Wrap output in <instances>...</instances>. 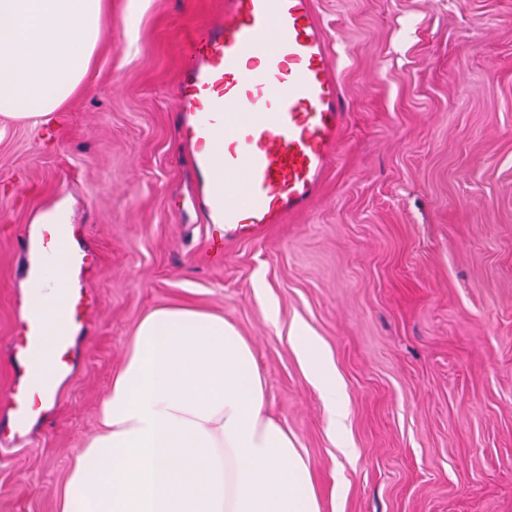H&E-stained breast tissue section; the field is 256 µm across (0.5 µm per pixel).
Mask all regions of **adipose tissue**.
Returning a JSON list of instances; mask_svg holds the SVG:
<instances>
[{"mask_svg": "<svg viewBox=\"0 0 512 512\" xmlns=\"http://www.w3.org/2000/svg\"><path fill=\"white\" fill-rule=\"evenodd\" d=\"M103 0H0V112L42 122L85 79ZM293 341L329 430L346 426L336 373L302 332ZM252 343L223 316L150 311L77 449L57 512H322L311 467L267 412Z\"/></svg>", "mask_w": 512, "mask_h": 512, "instance_id": "adipose-tissue-1", "label": "adipose tissue"}]
</instances>
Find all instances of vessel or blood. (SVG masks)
I'll return each instance as SVG.
<instances>
[{
    "label": "vessel or blood",
    "mask_w": 512,
    "mask_h": 512,
    "mask_svg": "<svg viewBox=\"0 0 512 512\" xmlns=\"http://www.w3.org/2000/svg\"><path fill=\"white\" fill-rule=\"evenodd\" d=\"M316 22L313 0H225L224 16L202 23L175 89L177 128L198 176L197 212L210 229L213 261L225 230L282 223L316 195L343 125L346 102ZM72 225L49 220L26 234V277L42 286L50 259L87 264L70 251ZM94 301L67 287L46 318L34 299L18 302L6 352L12 379L0 404V447L27 441L48 423L58 380L75 374L74 351ZM59 326L50 375L39 359L48 325Z\"/></svg>",
    "instance_id": "1"
}]
</instances>
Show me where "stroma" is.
<instances>
[{
	"label": "stroma",
	"instance_id": "obj_1",
	"mask_svg": "<svg viewBox=\"0 0 512 512\" xmlns=\"http://www.w3.org/2000/svg\"><path fill=\"white\" fill-rule=\"evenodd\" d=\"M224 0H106L90 70L48 123L0 114V341L24 227L64 204L97 305L54 423L0 454V512H56L75 448L149 311L223 315L323 512H512V0H315L348 105L319 196L205 256L171 89ZM347 402L342 454L291 336Z\"/></svg>",
	"mask_w": 512,
	"mask_h": 512
}]
</instances>
